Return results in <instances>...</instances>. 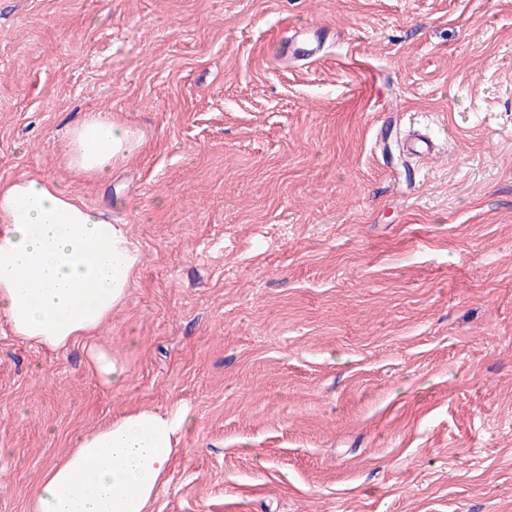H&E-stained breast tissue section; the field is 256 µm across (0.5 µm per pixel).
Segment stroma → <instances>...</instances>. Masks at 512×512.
<instances>
[{
	"mask_svg": "<svg viewBox=\"0 0 512 512\" xmlns=\"http://www.w3.org/2000/svg\"><path fill=\"white\" fill-rule=\"evenodd\" d=\"M320 26L319 58H279ZM88 112L144 135L104 180L64 163ZM23 176L143 261L93 339L0 317V512L78 434L179 405L151 512H512V0H0ZM90 360L98 377L106 384L118 385L126 377L123 366L117 364L112 355L102 349H93L90 353Z\"/></svg>",
	"mask_w": 512,
	"mask_h": 512,
	"instance_id": "obj_1",
	"label": "stroma"
}]
</instances>
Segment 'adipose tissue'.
I'll use <instances>...</instances> for the list:
<instances>
[{
    "label": "adipose tissue",
    "mask_w": 512,
    "mask_h": 512,
    "mask_svg": "<svg viewBox=\"0 0 512 512\" xmlns=\"http://www.w3.org/2000/svg\"><path fill=\"white\" fill-rule=\"evenodd\" d=\"M143 144L133 125L91 112L70 128L66 161L105 178ZM140 263L127 225L59 183L0 182V315L21 341L52 352L95 337ZM190 426L188 410L142 409L80 435L35 487L33 512H149Z\"/></svg>",
    "instance_id": "ef3b65f1"
}]
</instances>
